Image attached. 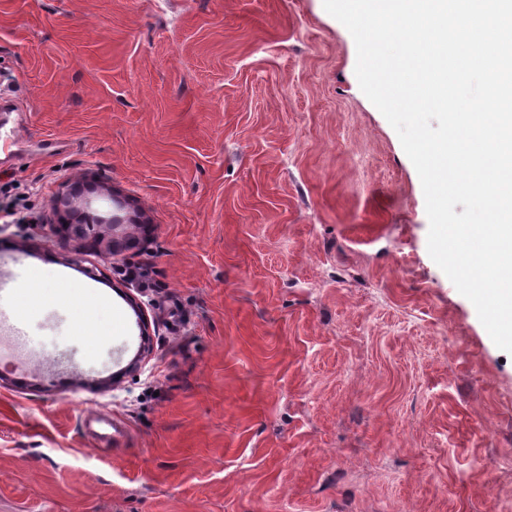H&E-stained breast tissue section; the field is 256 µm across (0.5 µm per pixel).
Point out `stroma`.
<instances>
[{
  "label": "stroma",
  "instance_id": "35a3bbf8",
  "mask_svg": "<svg viewBox=\"0 0 512 512\" xmlns=\"http://www.w3.org/2000/svg\"><path fill=\"white\" fill-rule=\"evenodd\" d=\"M356 61L323 0H0V277L62 292L0 378V512L512 503V355Z\"/></svg>",
  "mask_w": 512,
  "mask_h": 512
}]
</instances>
